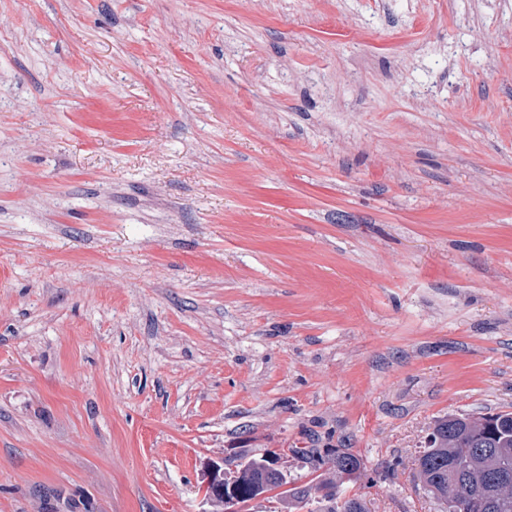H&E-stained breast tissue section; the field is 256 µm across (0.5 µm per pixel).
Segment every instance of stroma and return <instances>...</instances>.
<instances>
[{"instance_id": "obj_1", "label": "stroma", "mask_w": 512, "mask_h": 512, "mask_svg": "<svg viewBox=\"0 0 512 512\" xmlns=\"http://www.w3.org/2000/svg\"><path fill=\"white\" fill-rule=\"evenodd\" d=\"M512 412V0H0V512H210L315 440L444 512ZM494 415L488 425L486 415H448L416 459L418 480L446 512H485L491 492L499 501L490 512H512V413Z\"/></svg>"}]
</instances>
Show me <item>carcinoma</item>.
Wrapping results in <instances>:
<instances>
[{"instance_id": "1", "label": "carcinoma", "mask_w": 512, "mask_h": 512, "mask_svg": "<svg viewBox=\"0 0 512 512\" xmlns=\"http://www.w3.org/2000/svg\"><path fill=\"white\" fill-rule=\"evenodd\" d=\"M464 448L472 449L470 455L462 453ZM289 452L291 460L314 475V487L326 493L307 494V488L296 486L278 468L280 457L267 452L239 458L227 496L246 506L287 484L288 490L276 498L282 505L302 503L309 512H368L362 495L349 493L343 484L321 472L329 461L335 475L353 481L362 468L359 455L348 448H317L313 443ZM416 465L418 480L446 506V512H485L492 493L499 496L495 512H512V413H497L488 425L482 417L450 415L441 419Z\"/></svg>"}]
</instances>
